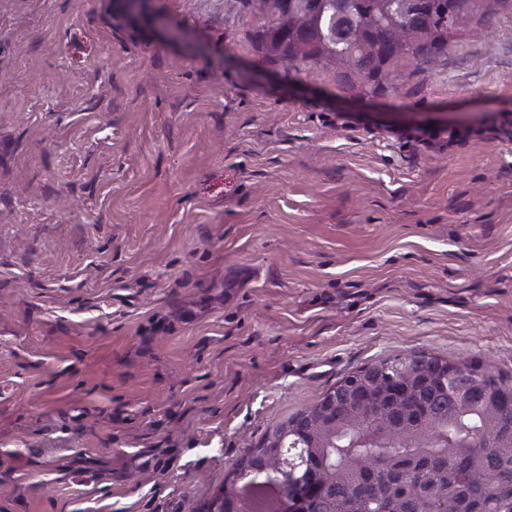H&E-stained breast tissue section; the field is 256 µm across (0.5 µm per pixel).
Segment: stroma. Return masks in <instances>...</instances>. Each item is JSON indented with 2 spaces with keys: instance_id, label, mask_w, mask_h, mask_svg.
Masks as SVG:
<instances>
[{
  "instance_id": "obj_1",
  "label": "stroma",
  "mask_w": 512,
  "mask_h": 512,
  "mask_svg": "<svg viewBox=\"0 0 512 512\" xmlns=\"http://www.w3.org/2000/svg\"><path fill=\"white\" fill-rule=\"evenodd\" d=\"M241 0H0V512H197L412 352L512 375V14L358 99Z\"/></svg>"
}]
</instances>
